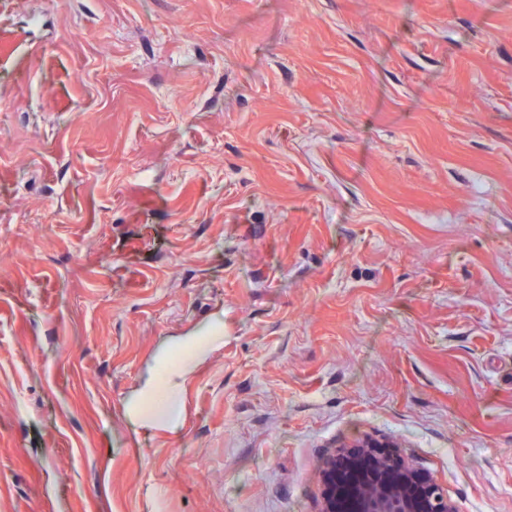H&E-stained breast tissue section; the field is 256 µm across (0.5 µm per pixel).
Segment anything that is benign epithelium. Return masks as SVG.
Listing matches in <instances>:
<instances>
[{
  "label": "benign epithelium",
  "mask_w": 512,
  "mask_h": 512,
  "mask_svg": "<svg viewBox=\"0 0 512 512\" xmlns=\"http://www.w3.org/2000/svg\"><path fill=\"white\" fill-rule=\"evenodd\" d=\"M320 479V512H456L444 489L388 441L341 446L323 461Z\"/></svg>",
  "instance_id": "1"
}]
</instances>
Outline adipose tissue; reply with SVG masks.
Here are the masks:
<instances>
[{"instance_id":"ef3b65f1","label":"adipose tissue","mask_w":512,"mask_h":512,"mask_svg":"<svg viewBox=\"0 0 512 512\" xmlns=\"http://www.w3.org/2000/svg\"><path fill=\"white\" fill-rule=\"evenodd\" d=\"M223 341L224 322L219 319L164 343L125 404L131 424L145 430L176 431L181 418L180 398L188 377Z\"/></svg>"}]
</instances>
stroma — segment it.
Returning a JSON list of instances; mask_svg holds the SVG:
<instances>
[{
    "label": "stroma",
    "instance_id": "obj_1",
    "mask_svg": "<svg viewBox=\"0 0 512 512\" xmlns=\"http://www.w3.org/2000/svg\"><path fill=\"white\" fill-rule=\"evenodd\" d=\"M367 436L512 512V0H0V512H320ZM224 343V320L164 343L142 375L138 389L126 401L131 424L145 430L174 432L181 418L184 384L205 361L209 351Z\"/></svg>",
    "mask_w": 512,
    "mask_h": 512
}]
</instances>
